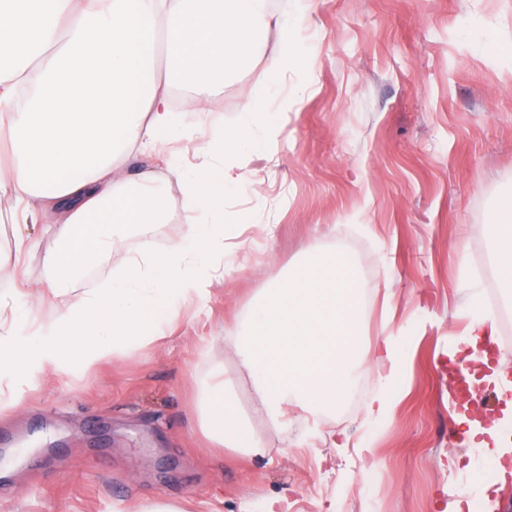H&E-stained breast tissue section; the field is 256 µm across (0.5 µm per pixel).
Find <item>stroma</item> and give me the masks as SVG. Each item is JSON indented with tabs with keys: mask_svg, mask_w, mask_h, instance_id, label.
I'll return each instance as SVG.
<instances>
[{
	"mask_svg": "<svg viewBox=\"0 0 512 512\" xmlns=\"http://www.w3.org/2000/svg\"><path fill=\"white\" fill-rule=\"evenodd\" d=\"M311 64L284 75L267 102L281 115L268 157L241 156L249 176L224 200L242 249H228L224 280L207 306L183 312L161 343L88 370L47 373L0 410V454L23 449L0 477V512H131L173 499L182 512H448L450 495L483 476L499 488L496 462L449 440L457 406L448 362L470 348L465 303L479 283L497 336L512 330V290L493 268L488 225L512 195V0H276ZM276 49L268 38L251 67L210 98L214 119L233 124L243 88L263 77ZM170 223L117 228L111 254L78 278L96 287L142 241L178 238ZM44 238L43 222L18 224L0 198V290L44 281L42 252L17 256V236ZM370 272L360 340L367 379L321 417L291 412L274 427L253 401L247 372L215 336L309 248ZM393 335L402 378L382 387L383 339ZM223 364L242 417L270 448L262 460L208 449L193 417L194 378ZM392 406L370 421L380 390ZM375 450L373 471L356 454ZM39 493H32V484Z\"/></svg>",
	"mask_w": 512,
	"mask_h": 512,
	"instance_id": "1",
	"label": "stroma"
}]
</instances>
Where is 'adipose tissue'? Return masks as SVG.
I'll use <instances>...</instances> for the list:
<instances>
[{
  "label": "adipose tissue",
  "instance_id": "1",
  "mask_svg": "<svg viewBox=\"0 0 512 512\" xmlns=\"http://www.w3.org/2000/svg\"><path fill=\"white\" fill-rule=\"evenodd\" d=\"M275 33L264 81L243 93L232 126L211 120L207 89L228 68L242 69ZM164 44L171 82L194 85L182 113L172 112L157 69ZM45 55L48 81L33 105L17 91L35 70L23 55ZM288 22L269 0H0V113L9 118L11 163L0 195L23 219L38 198L54 222L44 254V290L63 309L39 316L31 293L0 295V405H15L23 385L49 371L87 370L149 346L183 308L207 303L224 275V197L247 182L235 153H264L275 115L265 101L277 78L306 65ZM195 144L197 161L178 167L180 200L154 177L132 181L124 155ZM191 213L183 235L158 249L143 242L101 287L77 289L80 274L112 250L116 224H163L174 208ZM495 271L512 288V197L490 223ZM362 290L352 266L311 250L301 273L271 284L223 342L248 372L259 409L276 425L290 410L327 413L347 398L364 362L359 341ZM194 415L214 447L253 459L270 450L225 394L224 367L198 379Z\"/></svg>",
  "mask_w": 512,
  "mask_h": 512
}]
</instances>
